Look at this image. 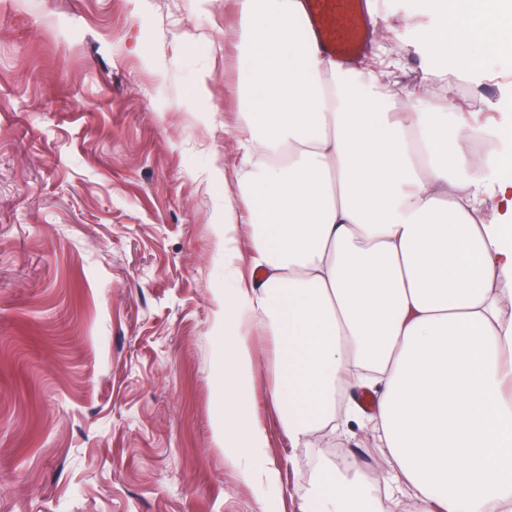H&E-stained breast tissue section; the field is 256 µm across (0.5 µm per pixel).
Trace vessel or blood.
I'll list each match as a JSON object with an SVG mask.
<instances>
[{"label": "vessel or blood", "mask_w": 512, "mask_h": 512, "mask_svg": "<svg viewBox=\"0 0 512 512\" xmlns=\"http://www.w3.org/2000/svg\"><path fill=\"white\" fill-rule=\"evenodd\" d=\"M307 21L319 44L336 60L349 62L363 51L372 18L365 0H304Z\"/></svg>", "instance_id": "vessel-or-blood-1"}]
</instances>
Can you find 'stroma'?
<instances>
[{"mask_svg": "<svg viewBox=\"0 0 512 512\" xmlns=\"http://www.w3.org/2000/svg\"><path fill=\"white\" fill-rule=\"evenodd\" d=\"M391 4L400 95L425 81L428 17ZM234 0H0V512H300L356 425L291 447L268 400L275 343L253 333V408L278 472L245 480L214 439L238 141ZM512 130V59L466 74Z\"/></svg>", "mask_w": 512, "mask_h": 512, "instance_id": "35a3bbf8", "label": "stroma"}]
</instances>
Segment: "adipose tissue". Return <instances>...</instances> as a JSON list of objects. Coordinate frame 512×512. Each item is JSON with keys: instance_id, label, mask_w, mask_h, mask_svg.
Wrapping results in <instances>:
<instances>
[{"instance_id": "1", "label": "adipose tissue", "mask_w": 512, "mask_h": 512, "mask_svg": "<svg viewBox=\"0 0 512 512\" xmlns=\"http://www.w3.org/2000/svg\"><path fill=\"white\" fill-rule=\"evenodd\" d=\"M417 0L429 75L512 53V0ZM245 124L224 199V455L270 482L254 417L250 333L278 345L269 394L292 447L335 416L375 433V477L326 480L313 512H372L373 480L417 512H512V155L476 157L486 124L452 100L395 109L393 64L341 65L303 0H237ZM250 227L253 272L238 269ZM359 390L377 397L366 414Z\"/></svg>"}]
</instances>
